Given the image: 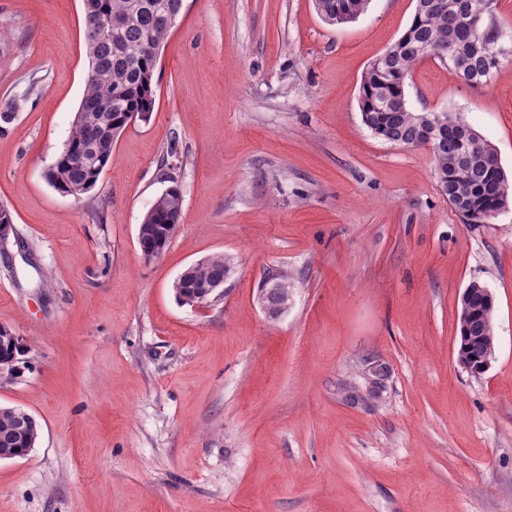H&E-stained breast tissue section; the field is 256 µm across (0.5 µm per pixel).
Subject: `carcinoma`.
I'll list each match as a JSON object with an SVG mask.
<instances>
[{
    "mask_svg": "<svg viewBox=\"0 0 512 512\" xmlns=\"http://www.w3.org/2000/svg\"><path fill=\"white\" fill-rule=\"evenodd\" d=\"M448 13L432 6L414 9L407 28L380 55L378 68L361 81L359 104L362 116L372 123L375 137L398 145L414 146L421 128L428 124L424 114L403 108L391 110L385 104L404 96L405 81L413 66L436 52L454 68L458 59L467 61L458 74L472 87L486 84L500 64L504 50L498 47L500 27L494 20L495 0H447ZM351 13L364 7V0H314L324 22L341 24L338 5ZM183 0H83L84 42L88 70L79 109L66 143L45 178L64 194L82 186L91 191L102 173L112 165V150L123 131L136 122H147L156 104L154 75L160 54L147 49L150 40L165 45L181 13ZM119 17L122 26L109 38L101 36L108 17ZM434 171L448 203L466 224H485L512 204L509 180L494 146L461 116L447 114V123L431 125ZM477 144L492 161L470 166L459 162L466 142ZM183 206L180 186L172 183L155 200L142 221L139 246L145 257L167 250L171 240L164 237V224L179 217ZM226 275L224 256L217 253L196 264L184 288L200 292ZM280 287L266 293L265 302L277 308L282 289L292 287L288 275L280 276ZM494 323L482 320L466 325L459 322L457 358L478 360L485 355ZM12 415L0 410V448H14L24 457L30 452L27 440L9 437Z\"/></svg>",
    "mask_w": 512,
    "mask_h": 512,
    "instance_id": "cac0c4a2",
    "label": "carcinoma"
}]
</instances>
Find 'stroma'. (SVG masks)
<instances>
[{"label":"stroma","mask_w":512,"mask_h":512,"mask_svg":"<svg viewBox=\"0 0 512 512\" xmlns=\"http://www.w3.org/2000/svg\"><path fill=\"white\" fill-rule=\"evenodd\" d=\"M415 0H371L327 25L313 0H183L149 122L127 127L82 199L44 172L88 60L82 0H0V326L27 352L0 406L35 448L0 460V512H512V207L466 224L432 154L376 138L362 76ZM418 112L464 113L512 173V54L471 88L427 58ZM177 182L180 225L145 258L138 226ZM214 253L218 301L172 284ZM287 272L272 319L263 282ZM494 297L495 357L456 361L460 296ZM386 368L370 403L365 388Z\"/></svg>","instance_id":"obj_1"}]
</instances>
